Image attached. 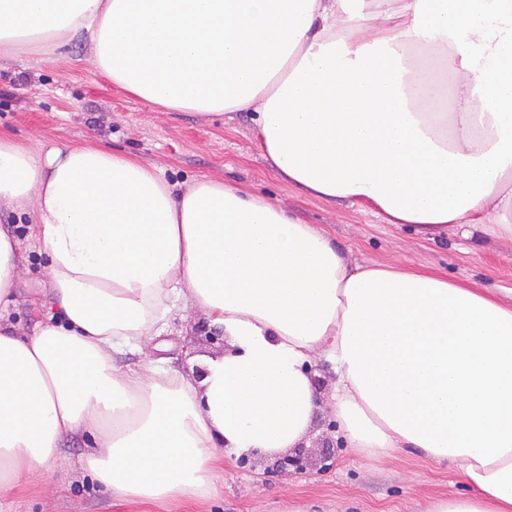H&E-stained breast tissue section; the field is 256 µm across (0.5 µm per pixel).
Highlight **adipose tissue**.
Returning <instances> with one entry per match:
<instances>
[{"label":"adipose tissue","instance_id":"1","mask_svg":"<svg viewBox=\"0 0 512 512\" xmlns=\"http://www.w3.org/2000/svg\"><path fill=\"white\" fill-rule=\"evenodd\" d=\"M91 65L164 112H250L265 161L304 195L369 204L422 232L512 239V0H0V58ZM48 258L54 316L9 320L26 267L0 229V494L67 437L116 498L211 496L224 455L300 445L328 408L349 447L416 448L466 492L428 512H512V304L478 284L351 264L332 239L242 187L169 182L96 142L0 137V207ZM223 330L194 380L152 350L177 307ZM338 375L322 401L308 370Z\"/></svg>","mask_w":512,"mask_h":512}]
</instances>
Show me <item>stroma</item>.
Returning <instances> with one entry per match:
<instances>
[{"label":"stroma","mask_w":512,"mask_h":512,"mask_svg":"<svg viewBox=\"0 0 512 512\" xmlns=\"http://www.w3.org/2000/svg\"><path fill=\"white\" fill-rule=\"evenodd\" d=\"M89 57L88 43L76 40L54 62L33 54L1 59L0 136L31 146L91 139L157 165L172 182L221 179L260 192L270 202L287 201L296 216L323 229L353 263L430 268L512 297V240L480 228L466 235L454 229L432 235L381 223L366 206L303 196L262 158L249 113L202 118L155 111L112 87L94 71ZM7 218L18 223L14 235L30 267L29 276L16 285L10 319L32 332L44 319L41 270L47 257L30 239L26 221L1 208L0 221ZM208 332L201 313L174 312L158 325L150 358L191 374L195 354L223 350L222 343L207 341ZM332 421L328 410L316 415L305 439L315 463L306 474L267 473L269 458L262 454L251 467L228 460L218 495L201 503L143 505L112 498L81 467L87 448L80 435L57 448L44 482L12 491L0 502L8 512H426L433 499L461 492L460 478L448 463L429 460L415 448L377 458L340 441L334 456L320 461L318 444ZM48 483L58 490L49 511L43 497Z\"/></svg>","instance_id":"1"}]
</instances>
